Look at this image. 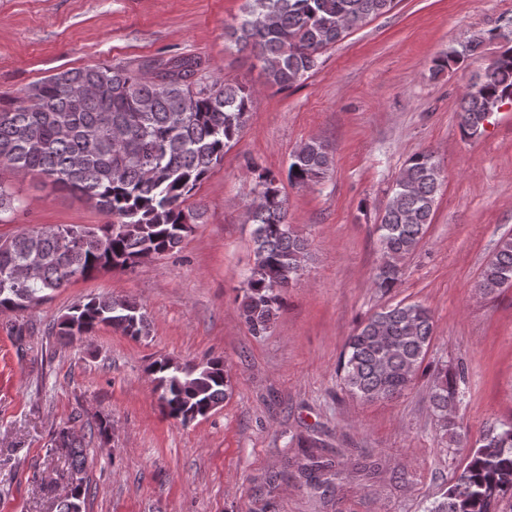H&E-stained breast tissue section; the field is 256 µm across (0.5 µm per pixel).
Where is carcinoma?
I'll return each mask as SVG.
<instances>
[{"mask_svg": "<svg viewBox=\"0 0 512 512\" xmlns=\"http://www.w3.org/2000/svg\"><path fill=\"white\" fill-rule=\"evenodd\" d=\"M394 7V0H246L244 17L228 36L262 63L269 86L284 90L315 70L321 53L367 20ZM200 61L159 58L139 73L126 65L70 69L45 78L28 92L29 104L0 109V223L22 201L3 174L35 173L55 188L78 192L117 218L89 227L56 224L23 229L0 239V312L37 305L79 278L100 270L131 269L178 249L190 229L184 203L238 142L253 106L243 84L215 81L199 87ZM512 101V44H503L477 88L463 96L458 123L473 139L491 112ZM333 167L325 144L303 143L288 165L300 187L321 183ZM443 184L435 152L409 157L376 224L381 261L374 286L397 287L403 263L424 239ZM257 198L249 209L253 263L242 286L241 315L250 332L273 327L283 294L299 277L307 240L288 224L287 199L277 178L257 170ZM484 294L512 288V236L500 240L476 283ZM109 326L133 339L149 336L143 307L132 300L93 297L57 323L56 335L80 338ZM434 334L427 307L399 302L362 320L349 336L337 372L346 389L367 401L403 394L420 370ZM165 414L183 423L203 417L229 396L230 370L221 358L181 365L160 359L150 365ZM464 371L438 377L429 402L454 430L448 412L458 407ZM66 449L71 495L57 512H84L89 488L81 437L58 428L51 445ZM310 470L320 486L342 470L320 454ZM512 501V421L490 427L477 443L456 484L428 512H497Z\"/></svg>", "mask_w": 512, "mask_h": 512, "instance_id": "obj_1", "label": "carcinoma"}]
</instances>
